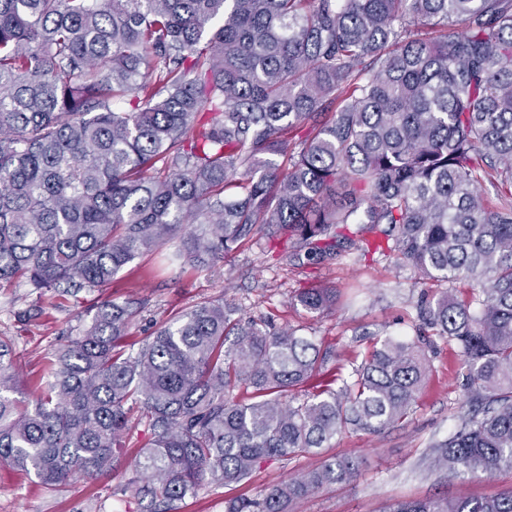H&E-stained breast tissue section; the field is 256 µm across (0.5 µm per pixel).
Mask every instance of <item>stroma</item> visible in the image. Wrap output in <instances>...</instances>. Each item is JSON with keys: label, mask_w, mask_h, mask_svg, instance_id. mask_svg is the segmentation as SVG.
Here are the masks:
<instances>
[{"label": "stroma", "mask_w": 512, "mask_h": 512, "mask_svg": "<svg viewBox=\"0 0 512 512\" xmlns=\"http://www.w3.org/2000/svg\"><path fill=\"white\" fill-rule=\"evenodd\" d=\"M315 281L340 289L334 310L310 312L296 305L297 290ZM106 299L140 300L128 338L136 347L189 307L221 299L244 316L257 321L273 318L277 325L300 329L330 345L342 376L347 377L376 343L388 338L416 339L424 290L411 267L396 259L378 254L366 257L351 247L330 261L312 265L302 256L269 251L267 239L260 234L224 262L209 267L171 264L163 251L146 255L121 270L110 288L102 291L42 298L27 285L0 288V334L14 339L28 383L27 399L37 397L33 386L44 357L81 335L97 305ZM427 356L431 370L404 422L378 434L346 431L317 453L269 461L236 488L202 482L176 502L175 512H225L227 499L262 497L269 487L315 469L331 457L355 460L354 477L290 504L287 512H383L393 503L436 496L483 499L512 492V471L452 475L433 468L436 443L447 440L470 405L457 345L434 338ZM147 438L143 431L133 434L120 467L106 470L97 480L78 482L63 494L39 483L34 475L0 464V512H136L122 487L134 476L136 455Z\"/></svg>", "instance_id": "35a3bbf8"}]
</instances>
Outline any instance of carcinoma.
Listing matches in <instances>:
<instances>
[{"label":"carcinoma","mask_w":512,"mask_h":512,"mask_svg":"<svg viewBox=\"0 0 512 512\" xmlns=\"http://www.w3.org/2000/svg\"><path fill=\"white\" fill-rule=\"evenodd\" d=\"M184 223L191 266L261 233L319 262L355 224L364 251L413 267L440 289L420 335L456 343L477 405L435 466L512 470V0H0V288L101 291ZM336 298L321 284L295 301ZM137 312L101 302L47 357L33 408L0 336L1 462L65 491L117 467L143 423L122 491L172 512L207 477L243 485L406 419L429 371L420 342L388 338L336 390L332 348L222 300L127 353ZM354 470L327 459L227 512H285ZM389 512H512V492Z\"/></svg>","instance_id":"carcinoma-1"}]
</instances>
